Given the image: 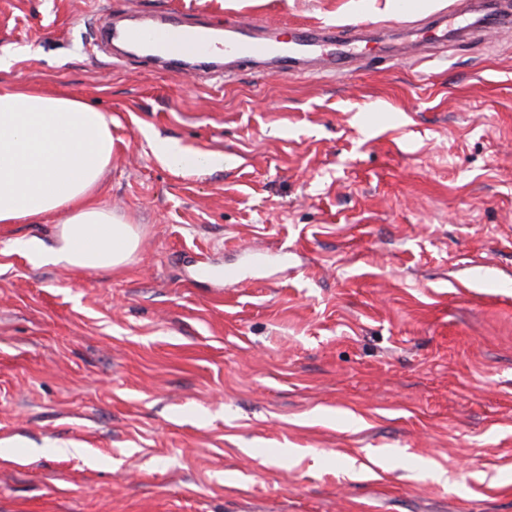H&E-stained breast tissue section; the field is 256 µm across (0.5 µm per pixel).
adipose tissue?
Listing matches in <instances>:
<instances>
[{
  "instance_id": "1",
  "label": "adipose tissue",
  "mask_w": 512,
  "mask_h": 512,
  "mask_svg": "<svg viewBox=\"0 0 512 512\" xmlns=\"http://www.w3.org/2000/svg\"><path fill=\"white\" fill-rule=\"evenodd\" d=\"M112 160V121L68 95L0 87V224L55 220V244L21 249L39 265L106 273L138 248L135 225L98 200Z\"/></svg>"
}]
</instances>
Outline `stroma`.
<instances>
[{
  "label": "stroma",
  "instance_id": "1",
  "mask_svg": "<svg viewBox=\"0 0 512 512\" xmlns=\"http://www.w3.org/2000/svg\"><path fill=\"white\" fill-rule=\"evenodd\" d=\"M397 2L0 0V85L111 117L98 198L140 235L86 273L0 224V512H512V27L219 82L98 41L126 8L285 43ZM155 152L165 162L182 170H210L224 166V158L201 153H188L170 141H158L155 144Z\"/></svg>",
  "mask_w": 512,
  "mask_h": 512
}]
</instances>
